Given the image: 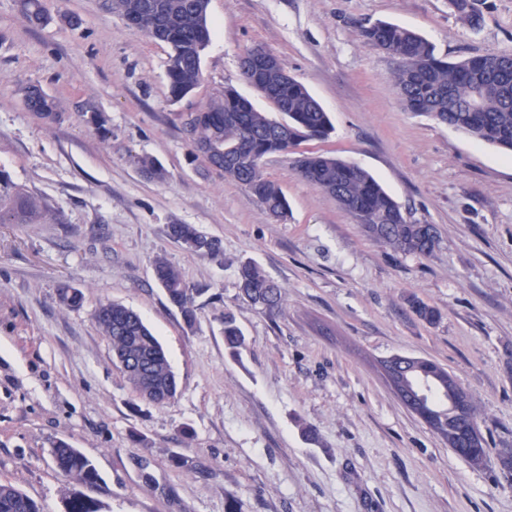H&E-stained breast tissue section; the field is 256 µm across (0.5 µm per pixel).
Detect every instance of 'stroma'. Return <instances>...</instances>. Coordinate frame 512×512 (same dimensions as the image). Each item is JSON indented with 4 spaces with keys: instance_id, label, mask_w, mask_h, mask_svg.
Instances as JSON below:
<instances>
[{
    "instance_id": "stroma-1",
    "label": "stroma",
    "mask_w": 512,
    "mask_h": 512,
    "mask_svg": "<svg viewBox=\"0 0 512 512\" xmlns=\"http://www.w3.org/2000/svg\"><path fill=\"white\" fill-rule=\"evenodd\" d=\"M31 27L19 0H0V171L40 198L36 224H0V482L65 512L74 491L104 512H512V155L408 112L397 62L362 42L378 20L413 29L455 62L512 50V0H478V27L448 0H209L203 83L174 102L170 47L128 27L108 0H46ZM273 51L334 126L325 141L268 156L286 195L272 218L235 181L191 157L185 113L234 87L272 105L242 76L254 45ZM40 86L63 118L29 110ZM101 112L107 137L82 114ZM328 153L371 173L409 222L434 225L426 258L371 240L331 195L304 180L298 154ZM157 158L167 182L145 178ZM191 224L219 238L214 259L168 235ZM199 288L186 326L153 272L156 258ZM257 263L282 288L278 312L238 296ZM83 293L63 306L60 282ZM417 296L442 315L420 321ZM122 304L163 346L178 381L158 407L139 400L94 314ZM245 337L224 348V316ZM430 359L479 404L491 451L476 468L413 415L381 359ZM63 441L94 464L80 485L57 466Z\"/></svg>"
}]
</instances>
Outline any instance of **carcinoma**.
<instances>
[{"label":"carcinoma","mask_w":512,"mask_h":512,"mask_svg":"<svg viewBox=\"0 0 512 512\" xmlns=\"http://www.w3.org/2000/svg\"><path fill=\"white\" fill-rule=\"evenodd\" d=\"M208 5L209 0H110V8L118 15L138 13L139 30L170 46L167 81L173 100L183 98L203 81V36L210 34ZM20 6L32 26L46 23L44 0H20ZM448 7L464 23H478L477 0H448ZM360 37L398 60L394 86L410 111L512 152L511 50L448 63L437 58L433 44L425 37L394 23L380 21L365 26L360 29ZM264 81L270 99L288 117L286 123L258 111L249 100L227 87L224 95L194 113L183 127L194 148L202 143L224 144V156L212 160L211 166L241 184L272 217L284 220L288 202L280 186L264 176V159L305 141L326 139L333 126L321 104L293 77L280 72L264 76ZM26 99L39 118L49 122L60 118L57 102L39 86H29ZM135 164L147 178L158 183L167 181L168 173L158 160L138 157ZM299 171L314 187L336 198L372 239L403 254L424 257L438 245V236L428 234L429 225L408 222L400 204L363 168L338 157L311 154L299 160ZM45 211L46 205L40 199L15 188L0 174V224H32ZM168 234L194 255L215 258L221 254L220 241L203 235L192 224H171ZM154 273L169 302L181 311L187 325H193L199 289L189 286L180 270L164 258L155 259ZM238 284L241 297L254 308L272 311L282 301L281 287L250 260L240 265ZM58 297L70 309L79 308L83 301L82 292L67 283L60 284ZM409 304L429 324L440 318L434 308L419 300L411 299ZM95 320L109 339L112 351L129 355L122 369L138 399L161 406L175 398L177 381L167 356L136 312L108 302L97 308ZM243 344L233 318H224L225 347L236 356ZM407 371L426 379L439 392L458 385L447 369L426 359H417L407 366ZM440 404L444 415L436 434L445 440L448 431L460 429L465 420L450 409L447 401L442 399ZM453 452L474 467H483L488 461V449L482 441ZM54 457L58 467L77 481L91 483L96 479L91 461L68 444L58 443ZM68 504V512L103 509L100 502L82 494L70 497ZM0 512H40V508L17 487L0 482Z\"/></svg>","instance_id":"1"}]
</instances>
